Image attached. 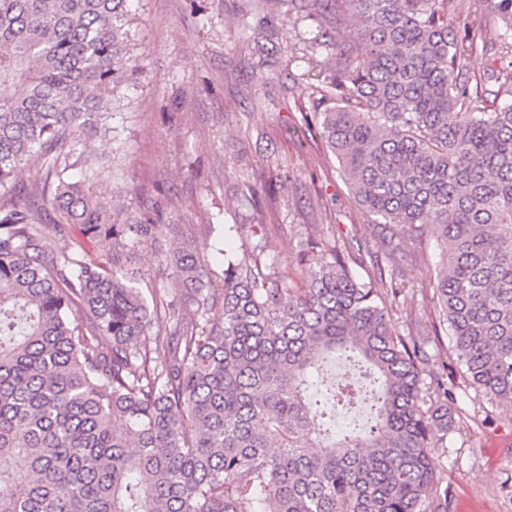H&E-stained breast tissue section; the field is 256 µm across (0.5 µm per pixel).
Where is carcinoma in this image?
<instances>
[{
    "mask_svg": "<svg viewBox=\"0 0 512 512\" xmlns=\"http://www.w3.org/2000/svg\"><path fill=\"white\" fill-rule=\"evenodd\" d=\"M129 2L0 0V512H447L448 362L423 392L425 340L397 331L386 274L434 245L439 329L512 405V69L471 73L512 55V0H252L274 15L260 55L288 31L303 45V124L380 227L373 275L314 225L289 283L270 225L212 244L208 224L165 257L170 299L130 261L156 225L117 223L72 175L142 69ZM241 184L251 208L275 191ZM336 357L356 379L326 383ZM338 405L375 424L336 437Z\"/></svg>",
    "mask_w": 512,
    "mask_h": 512,
    "instance_id": "carcinoma-1",
    "label": "carcinoma"
}]
</instances>
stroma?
<instances>
[{"label": "stroma", "instance_id": "obj_1", "mask_svg": "<svg viewBox=\"0 0 512 512\" xmlns=\"http://www.w3.org/2000/svg\"><path fill=\"white\" fill-rule=\"evenodd\" d=\"M242 3L134 0L143 69L124 90L128 106L113 116L114 137L99 140L87 161L95 195L145 212L155 223V244L141 248L133 263L160 294L173 290L162 253L182 235L224 222L276 225L271 250L290 280L308 224L338 238L357 274L372 269L359 241L374 227L352 200L335 157L301 120L312 101L301 69L288 61L298 46L256 55L254 38L270 17L243 10ZM264 68L274 78L261 85L255 75ZM244 174L260 185L278 176L287 187L258 213L236 201ZM405 282L392 318L401 335L426 340L423 382L438 362H447L459 409L445 447L434 453L448 512H512V407L492 403L470 385L448 337L435 336L438 313L424 270L407 267Z\"/></svg>", "mask_w": 512, "mask_h": 512}]
</instances>
